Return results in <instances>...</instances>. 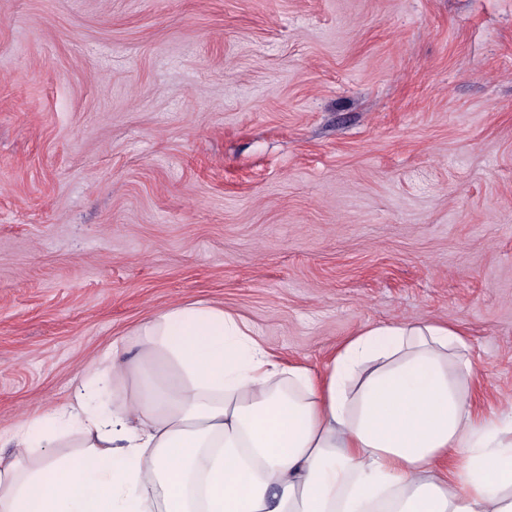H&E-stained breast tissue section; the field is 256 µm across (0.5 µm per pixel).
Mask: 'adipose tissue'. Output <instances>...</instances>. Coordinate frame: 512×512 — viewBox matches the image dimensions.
<instances>
[{"instance_id": "adipose-tissue-1", "label": "adipose tissue", "mask_w": 512, "mask_h": 512, "mask_svg": "<svg viewBox=\"0 0 512 512\" xmlns=\"http://www.w3.org/2000/svg\"><path fill=\"white\" fill-rule=\"evenodd\" d=\"M134 336L8 431L0 512H512V416L473 411L454 327L367 326L322 375L203 302Z\"/></svg>"}]
</instances>
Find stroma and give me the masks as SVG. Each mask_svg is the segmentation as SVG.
Instances as JSON below:
<instances>
[{"label":"stroma","instance_id":"stroma-1","mask_svg":"<svg viewBox=\"0 0 512 512\" xmlns=\"http://www.w3.org/2000/svg\"><path fill=\"white\" fill-rule=\"evenodd\" d=\"M322 371L443 323L512 403V0H0V431L173 303Z\"/></svg>","mask_w":512,"mask_h":512}]
</instances>
